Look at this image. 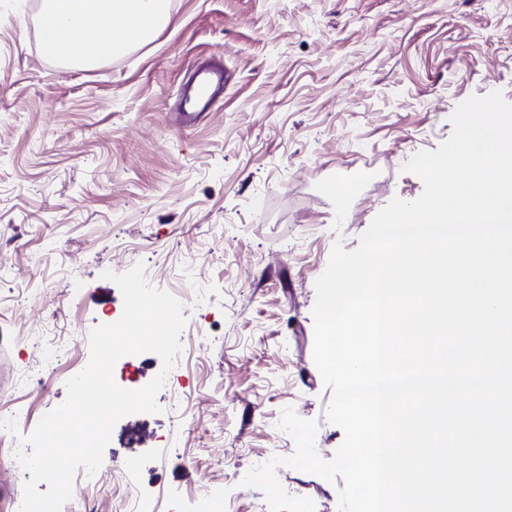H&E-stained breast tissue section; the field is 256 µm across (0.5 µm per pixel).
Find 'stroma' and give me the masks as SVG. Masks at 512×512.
<instances>
[{
    "mask_svg": "<svg viewBox=\"0 0 512 512\" xmlns=\"http://www.w3.org/2000/svg\"><path fill=\"white\" fill-rule=\"evenodd\" d=\"M43 8L0 0V406L16 419L0 460L64 403L91 331L122 311L104 272L166 270L152 285L182 302L201 272L160 410L115 424L90 500L269 512L243 479L294 453L284 408L316 421L322 458L345 437L312 356L315 282L335 245L356 249L393 199L421 195L404 166L450 138L460 103H512V0H168L150 40L86 66L43 54ZM214 54L224 95L179 127L178 87ZM50 335L80 356L39 374ZM199 399L177 426L173 407ZM277 478L339 512L343 480Z\"/></svg>",
    "mask_w": 512,
    "mask_h": 512,
    "instance_id": "1",
    "label": "stroma"
}]
</instances>
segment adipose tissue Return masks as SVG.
Wrapping results in <instances>:
<instances>
[{
  "instance_id": "ef3b65f1",
  "label": "adipose tissue",
  "mask_w": 512,
  "mask_h": 512,
  "mask_svg": "<svg viewBox=\"0 0 512 512\" xmlns=\"http://www.w3.org/2000/svg\"><path fill=\"white\" fill-rule=\"evenodd\" d=\"M167 18L158 0H45L41 46L52 57L96 62L145 41Z\"/></svg>"
}]
</instances>
